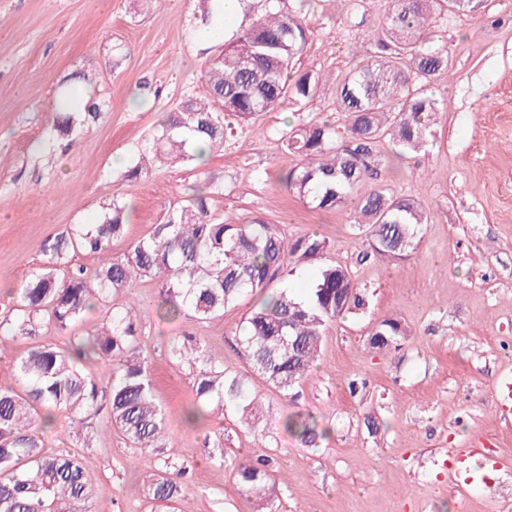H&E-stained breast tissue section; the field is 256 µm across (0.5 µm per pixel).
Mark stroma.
<instances>
[{"mask_svg": "<svg viewBox=\"0 0 512 512\" xmlns=\"http://www.w3.org/2000/svg\"><path fill=\"white\" fill-rule=\"evenodd\" d=\"M390 0H311L313 32L298 67L347 72L350 42L374 46ZM487 18L438 19L434 42L452 50L434 82L447 110L425 147L385 161L384 184L414 196L428 216L415 253L359 262L368 247L352 235L351 206L319 211L289 193L279 134L286 121L329 119L335 85L322 83L313 105L288 99L254 123L233 127L224 148L201 164L153 167L130 180L162 113L188 97L208 99L202 77L217 45L197 38L219 20L216 0H0V317L10 292L38 267L43 242L69 225L95 222L103 206H126L125 237L113 254L148 235L187 190L209 187L212 216L258 218L286 236L315 231L334 243L333 262L348 268L367 303L327 325L317 370L284 399L253 374L238 344L252 300L202 321L159 317L155 281L134 280L113 295L148 305L139 352L165 407L172 444L164 456L186 467L183 512H504L512 494V411L501 406V380L512 372V0H489ZM78 90L98 119L54 129L61 91ZM394 318L408 334L399 349L377 350L369 334ZM175 336L202 339L232 373L247 375L264 415L253 428L235 411L187 426L194 402L192 368L168 356ZM311 413L327 436L307 448L283 427ZM65 418L48 434L49 450L69 449L93 492V512H151V448L129 447L119 431L93 420L92 447L69 437ZM490 449L467 489L448 472L449 455ZM268 460L277 490L271 503L241 494L233 468Z\"/></svg>", "mask_w": 512, "mask_h": 512, "instance_id": "stroma-1", "label": "stroma"}]
</instances>
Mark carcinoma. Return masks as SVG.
Returning a JSON list of instances; mask_svg holds the SVG:
<instances>
[{
	"mask_svg": "<svg viewBox=\"0 0 512 512\" xmlns=\"http://www.w3.org/2000/svg\"><path fill=\"white\" fill-rule=\"evenodd\" d=\"M264 14L224 41L204 72L210 97L224 112L187 99L165 114L161 138L151 146L153 158L188 164L196 160L192 144L209 151L224 147L231 129L225 116L248 123L273 111L291 96L314 100L319 78L296 69L313 31L301 12L291 13L281 0H265ZM481 0H392L381 25L377 51L355 53L353 68L336 79V111L343 130L329 122L305 123L280 137L285 157L301 163L287 169L283 181L315 209L352 204L353 234L369 237L360 260H397L413 253L427 215L411 195L388 192L379 181L383 161L372 157L376 143L389 141L396 154L422 148L431 126L445 111L444 100L430 87L448 70V48L431 46L433 19L462 13L480 18ZM74 100L58 102L56 127L69 131L79 122ZM125 208L116 199L104 207L96 224H74L41 245L42 263L13 289V305L0 319V342L38 336L44 325L66 335L55 345H35L15 364L17 386L0 385V512H93L92 494L79 460L65 448L47 451V427L60 414L89 447L91 435L79 425L106 411L107 422L134 448H166L168 416L157 401L149 364L137 349L138 317L143 304L113 308L110 299L130 287L133 278L154 279L161 288L159 316L183 312L208 320L247 296L263 295L248 312L240 344L250 367L288 397L316 366L325 326L346 311L361 309L365 297L348 268L327 261L333 245L313 232L286 238L279 228L254 219L247 224L219 221L210 215L207 193H193L192 203L169 213L148 236L129 244L119 256L112 241L125 234ZM82 253L101 257L92 270H69L68 259ZM318 263L317 274L293 291L287 277L293 266ZM103 311L100 323L78 338L72 331L87 311ZM384 339L376 349L398 347L407 330L396 319L377 328ZM175 362L191 360V388L196 405L189 423L235 407L243 422L254 425L258 405L245 377L231 376L224 361L209 354L196 338H175L169 346ZM107 369L112 384L100 388L86 365ZM284 427L305 446L325 438L309 413L287 416ZM268 460L244 458L234 468L241 492L263 502L273 499ZM185 468L166 458L154 460L152 499L171 510L183 497Z\"/></svg>",
	"mask_w": 512,
	"mask_h": 512,
	"instance_id": "carcinoma-1",
	"label": "carcinoma"
}]
</instances>
